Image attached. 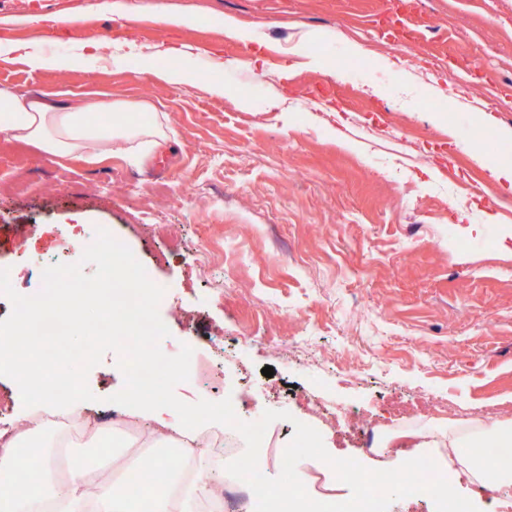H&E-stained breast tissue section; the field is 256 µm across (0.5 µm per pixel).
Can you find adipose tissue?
I'll list each match as a JSON object with an SVG mask.
<instances>
[{
  "mask_svg": "<svg viewBox=\"0 0 512 512\" xmlns=\"http://www.w3.org/2000/svg\"><path fill=\"white\" fill-rule=\"evenodd\" d=\"M124 111V105L118 102L89 99L73 108L0 85V130L60 157L81 154L87 160H96L104 145L115 138L126 141L129 152L140 157L166 142L167 135L161 128L130 125ZM129 405L133 415L150 423L145 438L152 451L176 457L190 453L186 426L197 420L194 406L173 402L158 412L154 399L138 395L130 399ZM112 437V432L94 428L92 444L85 447L71 476L62 482L52 475V450L59 444V436L47 435L40 425L10 432L0 443V512H132L122 477L110 475L94 483L85 479L90 459L107 455L116 462L123 458L125 446L114 443ZM487 439L511 447L512 423L476 420L458 427L447 440L426 437L424 445L457 448L464 442L478 444ZM23 448L41 451L39 471L45 477L41 489L14 477ZM458 464L473 483L490 489L512 488V455L491 466L484 456L474 453L459 458ZM223 466V458L209 457L194 478H185L180 470L169 472L147 488L145 512H195L198 502L211 500L214 495L212 469Z\"/></svg>",
  "mask_w": 512,
  "mask_h": 512,
  "instance_id": "1",
  "label": "adipose tissue"
}]
</instances>
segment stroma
<instances>
[{"label":"stroma","instance_id":"1","mask_svg":"<svg viewBox=\"0 0 512 512\" xmlns=\"http://www.w3.org/2000/svg\"><path fill=\"white\" fill-rule=\"evenodd\" d=\"M48 14L63 24L0 26V83L73 106L100 95L172 142L137 162L116 140L89 164L0 130V269L18 293L108 230L165 290L162 351L188 343L224 368L214 390L176 396L230 399L248 423L289 412L267 428L278 448L299 421L333 457L393 469L350 414L388 437L512 421V189L490 171L512 165V0H48ZM231 20L244 39L225 36ZM410 45L427 64L401 57ZM23 50L60 65L30 69ZM357 58L366 71L345 68ZM454 166L478 187L462 193ZM115 358L88 373L94 411L124 386ZM310 392L345 426L310 415ZM425 398L432 415L399 422L397 401ZM446 476L479 512H512L511 488Z\"/></svg>","mask_w":512,"mask_h":512}]
</instances>
